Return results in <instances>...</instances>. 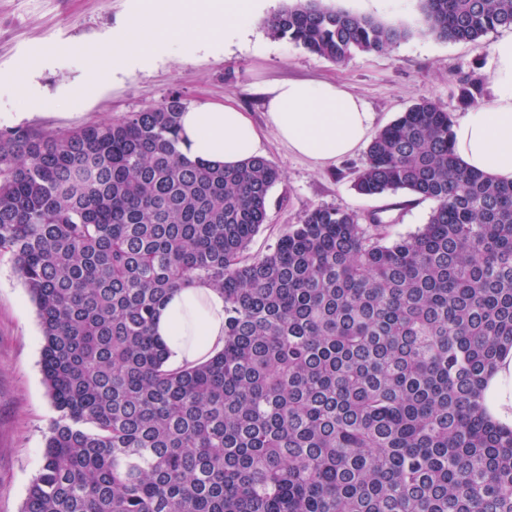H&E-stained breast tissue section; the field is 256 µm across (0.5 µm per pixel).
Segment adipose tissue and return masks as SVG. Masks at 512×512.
<instances>
[{
  "label": "adipose tissue",
  "instance_id": "1",
  "mask_svg": "<svg viewBox=\"0 0 512 512\" xmlns=\"http://www.w3.org/2000/svg\"><path fill=\"white\" fill-rule=\"evenodd\" d=\"M128 28L115 37L112 74L156 65L173 47L218 55L249 33L265 0H131ZM489 101L454 124V150L469 169L512 182V36L491 48ZM373 115L359 96L328 81H288L268 92L266 122L257 125L232 101H199L180 118L181 149L192 160L235 165L257 156L265 134L325 167L373 135ZM155 333L167 362L178 366L224 346V295L204 285L176 291L160 309Z\"/></svg>",
  "mask_w": 512,
  "mask_h": 512
}]
</instances>
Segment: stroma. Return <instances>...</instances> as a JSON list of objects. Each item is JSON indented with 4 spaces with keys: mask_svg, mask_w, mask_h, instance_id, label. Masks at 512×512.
Listing matches in <instances>:
<instances>
[{
    "mask_svg": "<svg viewBox=\"0 0 512 512\" xmlns=\"http://www.w3.org/2000/svg\"><path fill=\"white\" fill-rule=\"evenodd\" d=\"M127 14L126 0H0V113L21 111L20 82L28 70L48 98L29 127L68 130L156 104L171 93L186 102L232 99L264 124V90L288 79L328 80L360 96L375 114L376 127L394 121L419 99L435 101L459 120L461 76L482 75L478 101L491 97L490 47L447 43L413 34L397 46L355 54L337 64L302 46L271 38L256 22L242 43L224 55L172 54L158 66L112 81V38ZM263 155L281 171L271 190L268 220L249 245V255L274 248L307 208L333 206L362 215L379 214L388 238L425 224L432 201L406 191L365 197L353 182L366 161L364 150L319 168L266 135ZM41 328L36 307L9 260L0 261V512H21L29 485L43 463V448L55 410L40 369Z\"/></svg>",
    "mask_w": 512,
    "mask_h": 512,
    "instance_id": "35a3bbf8",
    "label": "stroma"
}]
</instances>
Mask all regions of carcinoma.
Masks as SVG:
<instances>
[{
	"instance_id": "cac0c4a2",
	"label": "carcinoma",
	"mask_w": 512,
	"mask_h": 512,
	"mask_svg": "<svg viewBox=\"0 0 512 512\" xmlns=\"http://www.w3.org/2000/svg\"><path fill=\"white\" fill-rule=\"evenodd\" d=\"M420 2L440 41L512 29V0ZM265 26L336 63L412 34L323 0ZM185 108L0 129V256L36 305L57 412L23 512H512V426L487 397L512 354V182L465 167L421 99L354 189L430 200L426 224L389 241L375 213L316 206L248 257L280 171L190 160ZM193 284L224 293V347L172 367L154 321Z\"/></svg>"
}]
</instances>
